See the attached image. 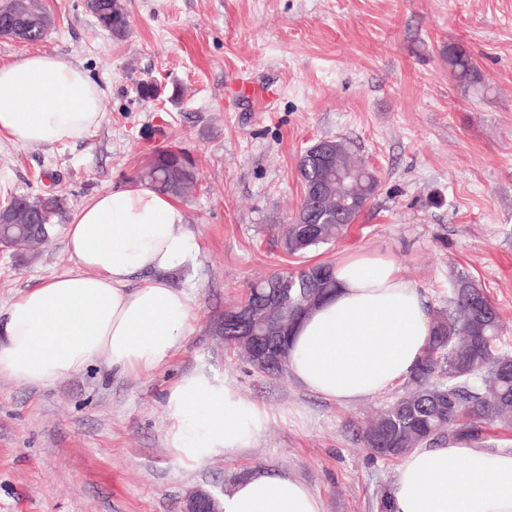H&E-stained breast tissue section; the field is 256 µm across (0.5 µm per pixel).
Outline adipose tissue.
Instances as JSON below:
<instances>
[{
    "label": "adipose tissue",
    "mask_w": 512,
    "mask_h": 512,
    "mask_svg": "<svg viewBox=\"0 0 512 512\" xmlns=\"http://www.w3.org/2000/svg\"><path fill=\"white\" fill-rule=\"evenodd\" d=\"M104 91L79 63L37 51L0 64V136L38 148L87 139L103 120ZM179 203L148 183L92 197L65 228L75 267L15 299L0 323V376L46 385L99 361L125 372L165 364L194 328L187 292L170 273L197 245ZM333 293L301 319L288 368L306 389L340 403L405 381L431 336L428 299L389 255L356 252L332 266ZM168 445L178 463L241 448L264 413L223 379L188 374L169 389ZM392 512H512V452L466 440L407 453L390 489ZM223 512H323L320 496L288 473L254 471Z\"/></svg>",
    "instance_id": "1"
}]
</instances>
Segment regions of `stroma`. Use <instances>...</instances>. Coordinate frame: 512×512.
<instances>
[{
    "mask_svg": "<svg viewBox=\"0 0 512 512\" xmlns=\"http://www.w3.org/2000/svg\"><path fill=\"white\" fill-rule=\"evenodd\" d=\"M45 3L55 27L34 44L0 38V63L40 50L83 64L105 91V118L77 145L1 139L0 199L53 188L73 213L135 181L154 148L181 147L199 170L181 203L199 252L174 282L196 322L152 371L102 362L48 386L0 376V512H184L195 491L224 496L253 470L295 476L324 512H378L399 464L369 459L359 430L392 392L342 404L292 375H258L214 323L258 278L381 252L434 312L450 308L452 274L476 280L512 351V0H125L123 40L84 0ZM457 47L480 84L452 75ZM242 78L264 95L236 96ZM322 139L346 140L379 188L337 241L295 256L279 227L301 205L298 157ZM73 266L60 230L32 263L0 251V318ZM189 373L222 377L266 412L248 445L174 460L166 394Z\"/></svg>",
    "mask_w": 512,
    "mask_h": 512,
    "instance_id": "stroma-1",
    "label": "stroma"
}]
</instances>
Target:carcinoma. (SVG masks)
<instances>
[{
  "instance_id": "cac0c4a2",
  "label": "carcinoma",
  "mask_w": 512,
  "mask_h": 512,
  "mask_svg": "<svg viewBox=\"0 0 512 512\" xmlns=\"http://www.w3.org/2000/svg\"><path fill=\"white\" fill-rule=\"evenodd\" d=\"M15 0L0 5V27L11 28L29 41H42L54 26V18L42 0H25L14 10ZM99 23L117 40L130 33L128 15L120 0H86ZM448 64L455 78L475 85L480 77L469 54L454 50ZM304 188L320 185V202L306 193L296 220L284 230L286 249L304 255L338 239L345 226L354 223L375 194L378 178L354 159L343 140L336 141L333 163L317 164L307 152L298 159ZM141 182L176 199H183L197 181L195 162L180 159L172 148L157 149L137 172ZM11 209L7 224L0 223V239L23 250L25 261L36 259L47 243L46 233L65 216V196L12 195L3 202ZM319 262L295 274L273 273L252 284L243 304L291 282L283 303L271 313L275 320L293 321L317 294H328L332 280L313 288L311 271L328 269ZM451 311L433 318L429 345L415 371L399 393L364 428L362 441L370 456L386 461L401 458L415 448H431L452 440L482 443L486 426L512 427V354L501 345V320L497 308L470 276L456 274L450 282Z\"/></svg>"
}]
</instances>
